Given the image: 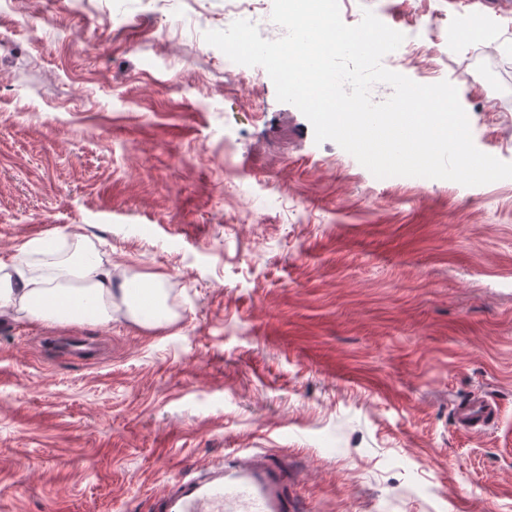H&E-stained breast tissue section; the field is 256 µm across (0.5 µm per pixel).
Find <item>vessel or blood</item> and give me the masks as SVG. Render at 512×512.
<instances>
[{
	"label": "vessel or blood",
	"mask_w": 512,
	"mask_h": 512,
	"mask_svg": "<svg viewBox=\"0 0 512 512\" xmlns=\"http://www.w3.org/2000/svg\"><path fill=\"white\" fill-rule=\"evenodd\" d=\"M456 425L478 434L498 418L496 403L476 394L457 405ZM153 512H301L288 467L271 453H243L171 475Z\"/></svg>",
	"instance_id": "1"
}]
</instances>
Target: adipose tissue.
Listing matches in <instances>:
<instances>
[{
	"mask_svg": "<svg viewBox=\"0 0 512 512\" xmlns=\"http://www.w3.org/2000/svg\"><path fill=\"white\" fill-rule=\"evenodd\" d=\"M162 279L133 276L114 283L94 242L74 233L66 248L22 243L11 261L0 262V316L46 325L73 321L108 323L125 309L139 327L172 323Z\"/></svg>",
	"mask_w": 512,
	"mask_h": 512,
	"instance_id": "obj_1",
	"label": "adipose tissue"
}]
</instances>
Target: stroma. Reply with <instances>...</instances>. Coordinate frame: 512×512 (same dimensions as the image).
<instances>
[{
  "instance_id": "35a3bbf8",
  "label": "stroma",
  "mask_w": 512,
  "mask_h": 512,
  "mask_svg": "<svg viewBox=\"0 0 512 512\" xmlns=\"http://www.w3.org/2000/svg\"><path fill=\"white\" fill-rule=\"evenodd\" d=\"M413 36L388 67L446 80L476 147L512 163V14L339 0ZM195 17L127 0L0 14V261L89 236L165 278L145 330L0 319V512H152L169 476L287 454L305 512H512V179L374 177L273 83H240ZM81 336L95 358L61 356ZM500 408L479 435L456 403Z\"/></svg>"
}]
</instances>
